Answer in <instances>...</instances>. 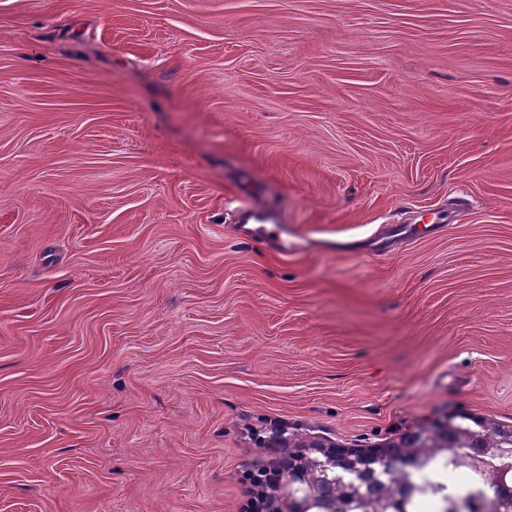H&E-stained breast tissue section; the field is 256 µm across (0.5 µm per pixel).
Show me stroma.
<instances>
[{"instance_id":"obj_1","label":"stroma","mask_w":512,"mask_h":512,"mask_svg":"<svg viewBox=\"0 0 512 512\" xmlns=\"http://www.w3.org/2000/svg\"><path fill=\"white\" fill-rule=\"evenodd\" d=\"M454 415L512 425V0H0V512Z\"/></svg>"}]
</instances>
